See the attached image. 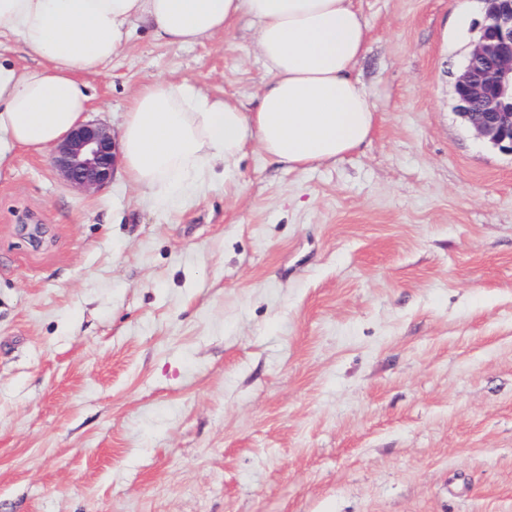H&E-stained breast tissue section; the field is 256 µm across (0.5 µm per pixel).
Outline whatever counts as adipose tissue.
<instances>
[{
  "instance_id": "adipose-tissue-1",
  "label": "adipose tissue",
  "mask_w": 512,
  "mask_h": 512,
  "mask_svg": "<svg viewBox=\"0 0 512 512\" xmlns=\"http://www.w3.org/2000/svg\"><path fill=\"white\" fill-rule=\"evenodd\" d=\"M243 16L255 25L265 75L257 108L189 82L143 84L119 132L124 179L147 200L182 194L216 166L231 167L252 134L291 169L342 159L365 143L376 107L351 76L368 40L354 0H0V34L39 60L0 58V164L16 149L44 152L85 122L92 96L84 77L103 72L134 22L184 47Z\"/></svg>"
}]
</instances>
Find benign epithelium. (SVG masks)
Returning <instances> with one entry per match:
<instances>
[{
	"label": "benign epithelium",
	"mask_w": 512,
	"mask_h": 512,
	"mask_svg": "<svg viewBox=\"0 0 512 512\" xmlns=\"http://www.w3.org/2000/svg\"><path fill=\"white\" fill-rule=\"evenodd\" d=\"M483 2L479 37L454 77L455 111L477 137L512 155V0ZM115 162L112 132L95 122L74 128L53 154L57 171L83 191L106 184Z\"/></svg>",
	"instance_id": "7a95c632"
}]
</instances>
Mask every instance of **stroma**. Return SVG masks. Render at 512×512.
<instances>
[{"label": "stroma", "mask_w": 512, "mask_h": 512, "mask_svg": "<svg viewBox=\"0 0 512 512\" xmlns=\"http://www.w3.org/2000/svg\"><path fill=\"white\" fill-rule=\"evenodd\" d=\"M481 0H356L369 141H250L172 205L51 153L0 169V512H512V155L454 109ZM254 106V26H145L89 75Z\"/></svg>", "instance_id": "obj_1"}]
</instances>
